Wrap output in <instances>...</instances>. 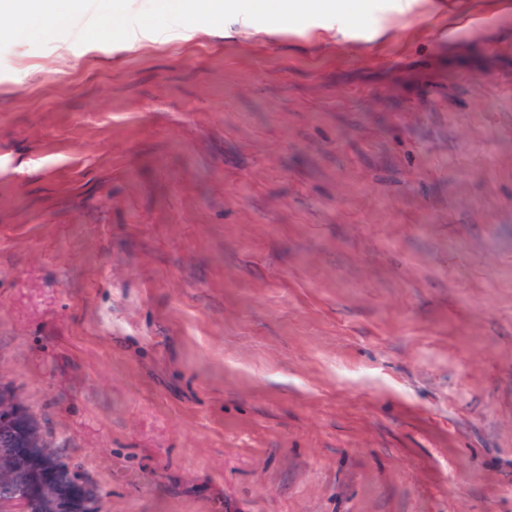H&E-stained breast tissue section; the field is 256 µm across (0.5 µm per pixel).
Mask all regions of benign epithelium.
<instances>
[{
	"label": "benign epithelium",
	"mask_w": 512,
	"mask_h": 512,
	"mask_svg": "<svg viewBox=\"0 0 512 512\" xmlns=\"http://www.w3.org/2000/svg\"><path fill=\"white\" fill-rule=\"evenodd\" d=\"M61 458L30 416L13 388L0 383V512H99L101 504L89 480L73 476L67 493L57 478ZM30 476L19 478V463Z\"/></svg>",
	"instance_id": "7a95c632"
}]
</instances>
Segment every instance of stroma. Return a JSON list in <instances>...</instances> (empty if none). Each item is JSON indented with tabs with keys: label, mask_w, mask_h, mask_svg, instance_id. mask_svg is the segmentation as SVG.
Listing matches in <instances>:
<instances>
[{
	"label": "stroma",
	"mask_w": 512,
	"mask_h": 512,
	"mask_svg": "<svg viewBox=\"0 0 512 512\" xmlns=\"http://www.w3.org/2000/svg\"><path fill=\"white\" fill-rule=\"evenodd\" d=\"M337 26L0 50V383L108 512H512V0Z\"/></svg>",
	"instance_id": "stroma-1"
}]
</instances>
